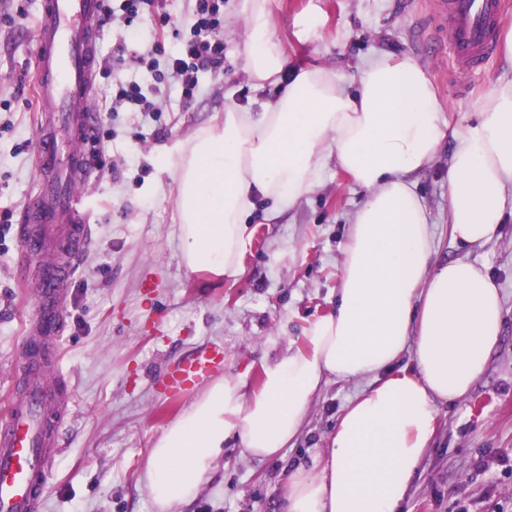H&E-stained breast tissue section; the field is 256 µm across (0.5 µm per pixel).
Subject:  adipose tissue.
<instances>
[{
  "label": "adipose tissue",
  "mask_w": 512,
  "mask_h": 512,
  "mask_svg": "<svg viewBox=\"0 0 512 512\" xmlns=\"http://www.w3.org/2000/svg\"><path fill=\"white\" fill-rule=\"evenodd\" d=\"M247 24L244 67L254 88L282 84L259 112L227 107L173 165L182 261L234 282L258 203L292 208L336 164L367 192L343 247L336 305L302 346L265 366L258 388L219 378L162 431L147 479L157 512H176L208 480L227 441L255 458L281 456L329 381H364L331 446L288 479L284 512H400L435 433L438 409L472 390L500 339L503 299L487 268L436 258L415 175L446 137L448 230L460 246L495 238L512 189V81L449 127L413 57L371 54L355 77L299 70L271 32L268 0H237ZM414 368H399L403 355Z\"/></svg>",
  "instance_id": "ef3b65f1"
}]
</instances>
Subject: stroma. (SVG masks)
I'll list each match as a JSON object with an SVG mask.
<instances>
[{
    "label": "stroma",
    "instance_id": "obj_1",
    "mask_svg": "<svg viewBox=\"0 0 512 512\" xmlns=\"http://www.w3.org/2000/svg\"><path fill=\"white\" fill-rule=\"evenodd\" d=\"M224 0V70L204 74L192 100L178 89L155 96L160 116L113 105L112 81L99 78L95 185L87 206L96 228L83 254L58 344L63 384L73 398L50 466L44 512H154L146 481L150 450L163 428L208 386L200 380L175 403L158 392L163 373L202 351L223 346L212 378L260 385L264 365L297 347L309 323L335 303L348 235V217L366 193L336 167L283 218L250 219L252 241L244 273L228 283L181 263L176 185L167 171L181 144L200 128L219 124L226 107L261 111L276 93L258 91L244 68L245 28ZM272 32L289 63L340 69L355 76L375 51L416 58L425 68L449 123L472 111L490 82L512 80V67L493 55L463 71L439 36L443 19L431 0H269ZM41 0H0V413L14 387L20 342L36 315L35 268L20 261L17 236L24 205L36 194L37 116L29 51ZM319 14L317 37L297 36L298 21ZM137 39L107 22L100 58L118 50L145 52L155 36L167 49L178 41L158 31L152 14ZM455 148L445 141L418 176L441 260L485 265L503 295L499 343L465 398L441 406L438 425L407 494L403 512H512V215L494 240L469 249L448 234V166ZM358 386L336 382L313 400L304 431L282 456L257 460L229 442L209 480L184 512H281L288 474L325 454L336 417Z\"/></svg>",
    "mask_w": 512,
    "mask_h": 512
}]
</instances>
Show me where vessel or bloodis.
I'll list each match as a JSON object with an SVG mask.
<instances>
[{"instance_id":"1","label":"vessel or blood","mask_w":512,"mask_h":512,"mask_svg":"<svg viewBox=\"0 0 512 512\" xmlns=\"http://www.w3.org/2000/svg\"><path fill=\"white\" fill-rule=\"evenodd\" d=\"M446 24L443 38L460 67L471 69L494 51L493 26L500 0H437ZM103 0H46L33 52L35 93L40 104L37 125L38 191L25 207L28 219L45 223L41 237L22 228L27 259L48 265L40 282L39 311L26 328L28 344L20 365L36 359L34 342L58 343L65 328L64 303L76 265L55 269L54 221L69 223L78 248L92 240V227L83 213V196L75 189L76 159L95 135L96 118L90 105L96 90L97 44L101 36ZM224 360L223 348L203 353L167 370L160 383L166 394L184 393ZM54 370L30 374L27 390L12 399L0 422V512H42L46 475L56 444V431L43 407L42 392L55 384Z\"/></svg>"}]
</instances>
